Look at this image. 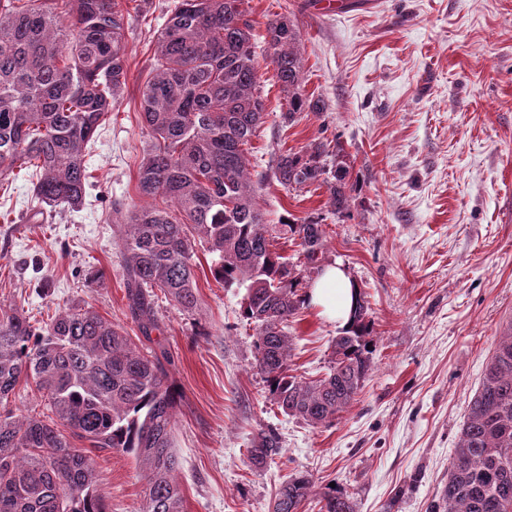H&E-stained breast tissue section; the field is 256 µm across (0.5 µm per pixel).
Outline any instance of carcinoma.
I'll list each match as a JSON object with an SVG mask.
<instances>
[{
  "label": "carcinoma",
  "instance_id": "carcinoma-1",
  "mask_svg": "<svg viewBox=\"0 0 512 512\" xmlns=\"http://www.w3.org/2000/svg\"><path fill=\"white\" fill-rule=\"evenodd\" d=\"M243 0H178L156 42L153 76L140 88L151 146L140 161L139 195L162 198L126 215L123 269L128 308L145 337L159 329L154 290L184 308L197 300L195 242L213 255L209 271L245 288L242 318L254 325L255 369L278 410L313 428L333 424L372 370L368 305L357 291L353 324L336 337L328 371L307 380L291 373L289 331L306 304L304 272L325 252L317 221L274 230L258 203L244 146L263 123L254 24ZM137 0H0V180L35 177L33 214L79 207L90 185L87 144L112 115L128 73V22ZM266 54L286 102L284 118L323 112L303 90L299 31L286 15L266 24ZM343 148L312 141L277 156L286 188L328 186L336 215L349 213ZM336 157V169L328 158ZM292 239L296 261L277 251ZM167 353L138 351L122 328L90 305H74L33 324L0 301V512H108L90 450L122 449L144 466L142 512H183L173 429L179 396ZM46 401L40 417L10 407L20 383ZM272 431L248 449L262 464L280 454ZM311 481L279 489L272 512H299ZM320 512H355L329 494ZM429 512H512V323L503 329L478 390L467 404L448 483Z\"/></svg>",
  "mask_w": 512,
  "mask_h": 512
}]
</instances>
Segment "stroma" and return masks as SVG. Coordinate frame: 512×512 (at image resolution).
<instances>
[{
    "label": "stroma",
    "mask_w": 512,
    "mask_h": 512,
    "mask_svg": "<svg viewBox=\"0 0 512 512\" xmlns=\"http://www.w3.org/2000/svg\"><path fill=\"white\" fill-rule=\"evenodd\" d=\"M243 0L264 41L268 19L293 18L304 91L325 112L283 119L268 59L258 61L266 114L247 147L268 224L326 226V262L365 293L372 370L328 428L284 416L253 367L244 289L227 288L197 249L198 302L184 310L158 297L160 333L144 337L127 310L121 260L127 211L145 206L137 167L150 139L139 112L156 31L172 0H141L131 16L128 79L112 119L87 156L91 185L77 210L25 222L27 172L0 191V300L38 322L60 307L90 304L140 350L164 349L181 399L175 446L184 512H270L288 479L305 475L302 512L331 491L356 512H427L448 481L467 403L501 328L512 322V0ZM340 142L356 198L332 214L328 188H285L274 158L313 140ZM291 330L292 367L323 375L336 323L304 307ZM273 429L282 452L252 464L247 450ZM109 512H140L144 469L122 450L96 454Z\"/></svg>",
    "instance_id": "35a3bbf8"
}]
</instances>
